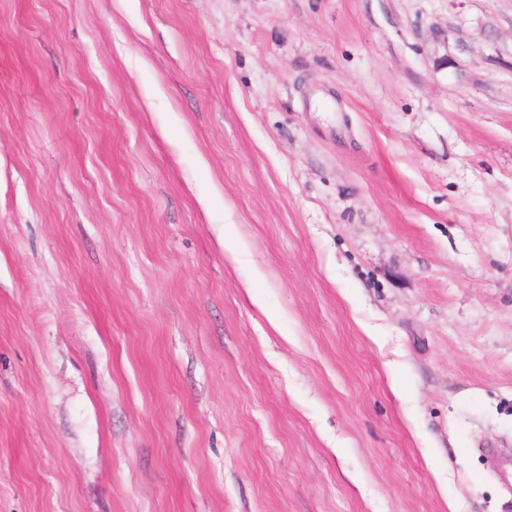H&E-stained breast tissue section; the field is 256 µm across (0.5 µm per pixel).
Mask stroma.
<instances>
[{
	"label": "stroma",
	"instance_id": "stroma-1",
	"mask_svg": "<svg viewBox=\"0 0 512 512\" xmlns=\"http://www.w3.org/2000/svg\"><path fill=\"white\" fill-rule=\"evenodd\" d=\"M512 0H0V512H512Z\"/></svg>",
	"mask_w": 512,
	"mask_h": 512
}]
</instances>
